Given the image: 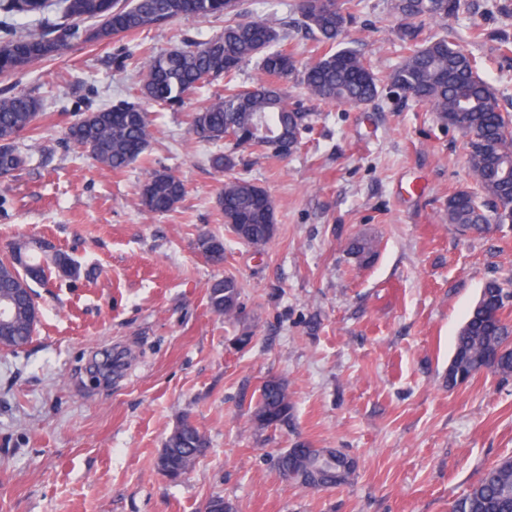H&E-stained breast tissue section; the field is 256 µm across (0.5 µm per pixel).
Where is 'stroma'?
<instances>
[{
	"mask_svg": "<svg viewBox=\"0 0 512 512\" xmlns=\"http://www.w3.org/2000/svg\"><path fill=\"white\" fill-rule=\"evenodd\" d=\"M426 27L467 50L512 120V0H466ZM297 0H238L241 18L288 23L307 63L316 42L294 26ZM224 16L190 17L71 48L0 76V92L41 100L38 129L16 143L29 162L1 184L0 252L35 237L66 250L76 281L38 287L32 343L0 351V512H204L223 496L238 512H450L482 472L512 457V378L483 373L449 386L454 337L484 283L512 280V224L465 234L449 224V195L476 191L465 137L426 106L380 98L366 108L322 105L297 79L288 102L310 115L288 158L244 156L212 168L216 147L188 115L224 91L213 81L178 106L148 105L153 137L115 174L67 138L87 108L129 99L147 54L220 35ZM390 0H362L355 49L387 77L405 54ZM169 169L186 194L150 216L138 188ZM262 187L276 232L263 250L229 236L216 198L230 177ZM367 233L378 256L346 251ZM223 237L215 265L195 248ZM232 276L243 316L210 312L207 291ZM247 334L246 348L234 345ZM284 380L287 428L249 422L259 389ZM190 415L209 446L182 481L156 462ZM335 448L355 464L349 484L310 492L276 458L294 443ZM347 253L358 267L371 264L378 254L377 241L366 233L353 236L347 243Z\"/></svg>",
	"mask_w": 512,
	"mask_h": 512,
	"instance_id": "obj_1",
	"label": "stroma"
}]
</instances>
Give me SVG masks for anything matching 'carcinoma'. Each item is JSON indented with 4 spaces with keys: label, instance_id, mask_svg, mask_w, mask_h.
<instances>
[{
    "label": "carcinoma",
    "instance_id": "cac0c4a2",
    "mask_svg": "<svg viewBox=\"0 0 512 512\" xmlns=\"http://www.w3.org/2000/svg\"><path fill=\"white\" fill-rule=\"evenodd\" d=\"M361 0H298L296 9L304 28L321 47L317 59L298 67L296 55L277 24L267 20L230 19L217 38L165 53L151 54L138 89L140 98L157 104H180L192 90L213 79H224V93L205 108L192 113L190 130L208 143L228 142L227 151L210 157L216 170L232 169L239 157L262 150L286 158L301 146L308 115L288 105L283 88L270 82L297 77L321 104L364 107L378 100L383 87L370 62L357 50L342 46L359 10ZM54 7L56 20L44 30L25 35L14 25L19 15H35ZM463 0H391L400 20L399 36L406 55L387 79L388 89L403 94L404 102L423 103L438 120L470 138L467 164L481 189V196L457 191L448 196L446 219L462 232L483 234L494 224L512 219V179L505 169L512 162L508 142L512 130L500 111L499 101L478 71L475 60L445 37H422L423 26L439 24L456 15ZM237 4L227 0H0V75H14L31 63L61 56L78 44L102 43L115 36L167 25L181 17L234 14ZM256 62L262 77L239 89L240 69ZM41 104L29 94L0 96V175L13 174L28 163L15 147L22 135L36 129ZM266 120L280 142L261 146L252 140L253 123ZM68 138L100 167L121 172L142 156L151 140L147 114L138 103L123 101L88 112L68 127ZM182 180L168 170H155L140 188L143 209L152 215L172 211L182 200ZM217 204L233 237L247 245L267 244L276 232L274 207L269 195L255 183L233 178L224 183ZM197 251L209 262H224V239L201 234ZM347 253L357 266L371 264L378 254L377 241L366 233L353 236ZM75 279L80 266L67 252L46 253L37 240L19 241L10 256L0 260V292L14 295L17 315L0 342L14 351L32 339L40 309L32 284L50 276ZM240 286L233 277L214 282L208 289L212 313L233 318L240 313ZM512 289L496 279L487 281L459 331L448 362V385L467 381L478 373L503 379L512 377V322L505 315L504 299ZM293 413V402L282 379H269L261 387L253 411L256 427L265 431L283 428ZM207 449V439L190 416L184 415L165 441L159 456L160 473L179 482ZM321 448H288L278 465L304 488L345 485L354 473L344 455L326 467L316 461ZM451 512H512V458L484 470L481 477L453 502Z\"/></svg>",
    "mask_w": 512,
    "mask_h": 512
}]
</instances>
